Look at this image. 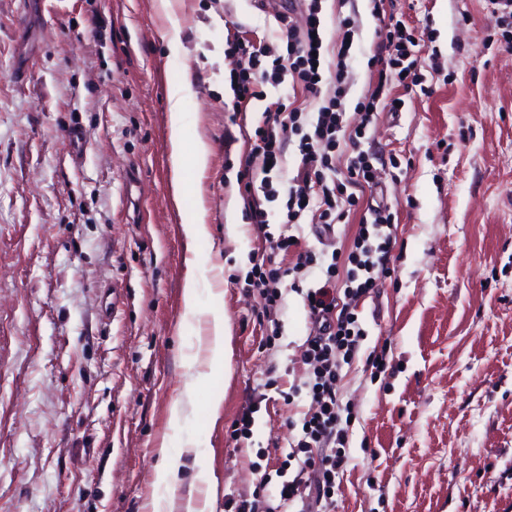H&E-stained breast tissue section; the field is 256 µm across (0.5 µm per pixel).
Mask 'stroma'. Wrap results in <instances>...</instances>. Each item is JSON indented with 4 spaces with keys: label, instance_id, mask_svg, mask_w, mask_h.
I'll use <instances>...</instances> for the list:
<instances>
[{
    "label": "stroma",
    "instance_id": "obj_1",
    "mask_svg": "<svg viewBox=\"0 0 512 512\" xmlns=\"http://www.w3.org/2000/svg\"><path fill=\"white\" fill-rule=\"evenodd\" d=\"M370 0L359 25L343 120L374 82ZM416 38L421 87L391 83L359 150L372 154L392 211L395 271L357 305L367 337L336 389L352 412L351 460L334 512H512V48L491 0H385ZM259 0H0V512H148L161 439L192 444L213 477L212 512L279 469L309 401L302 293L283 286L280 339L246 282L262 253L237 174L267 101L225 111L236 40L274 44ZM178 22L183 48L165 34ZM185 149L211 146L190 191L170 194V88ZM84 142L69 144L71 130ZM205 216L187 250L181 228ZM230 326L223 376L197 386L179 431L169 408L206 335L185 315L187 273ZM386 348V370L367 357ZM276 367L279 387L248 440L231 435L247 394ZM221 399L219 417L209 404Z\"/></svg>",
    "mask_w": 512,
    "mask_h": 512
}]
</instances>
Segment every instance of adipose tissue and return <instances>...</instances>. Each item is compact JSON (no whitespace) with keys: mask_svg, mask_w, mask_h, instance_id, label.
Segmentation results:
<instances>
[{"mask_svg":"<svg viewBox=\"0 0 512 512\" xmlns=\"http://www.w3.org/2000/svg\"><path fill=\"white\" fill-rule=\"evenodd\" d=\"M186 114L182 109L181 89L169 93L168 142L172 170L171 188L174 197H182L187 189L185 173L187 169L203 170L208 162L210 146L205 141H197L193 150L184 148V127ZM199 283L194 276H187L183 289V304L186 315L205 317L208 336L202 351L190 358L191 365L197 366V383L209 381L214 374L223 372L229 353L227 341L229 326L222 312L204 310L198 303ZM157 455L160 463L156 469L157 483L163 487L162 496L154 498L150 503L152 512H172L173 507H181L182 512H205L203 506L193 496H180V480L178 477L180 461L174 457L167 444H160Z\"/></svg>","mask_w":512,"mask_h":512,"instance_id":"ef3b65f1","label":"adipose tissue"}]
</instances>
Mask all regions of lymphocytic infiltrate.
Listing matches in <instances>:
<instances>
[{
	"instance_id": "obj_1",
	"label": "lymphocytic infiltrate",
	"mask_w": 512,
	"mask_h": 512,
	"mask_svg": "<svg viewBox=\"0 0 512 512\" xmlns=\"http://www.w3.org/2000/svg\"><path fill=\"white\" fill-rule=\"evenodd\" d=\"M348 0H337L341 11L336 19L345 30L331 72L321 67L323 47L322 0H298L306 13L305 28L285 27L284 48H258L236 43L238 56L230 75L234 92L233 110H240L251 100H268L267 85L282 83L291 77L293 84L319 98L317 111L306 112L289 98L268 101L262 126L255 131V141L240 173L248 201L245 218L263 232L267 252L258 258L247 274L248 283L274 310L281 299L280 285L290 280L292 288H304L308 309L309 333L303 344L302 358L312 368L303 387L283 392L285 402H292L299 390L311 399L300 419L301 428L294 437L290 453L297 465L291 477L284 479L271 494L253 493L251 498L236 501L234 512H332L336 477L349 464L347 451L349 413L336 390L342 365L358 354L365 339L356 311L357 302L378 288L392 272V213L387 204L369 206L359 235L347 256L349 269L344 282H337L339 254L335 252L336 226L345 216L346 207L358 206L362 192L374 188L375 171L371 158L359 151L349 166L347 182H336L331 173L341 141L356 146L379 110L395 108L386 88L390 80L409 85L419 81L412 57L415 40L401 24L381 27L374 44L373 62L379 63L374 89L355 105L362 115L354 131H346L343 115L349 91L350 50L356 21L343 13ZM291 131L298 138L300 164L296 175L288 179L286 195H279L268 180L279 167L282 151L281 131ZM284 198L279 234L269 233L268 203ZM310 222L318 241L316 247L302 246L293 233L303 222ZM295 254L288 266L277 265L278 256ZM323 276L317 286L308 280L314 268ZM345 303H338L337 294Z\"/></svg>"
}]
</instances>
